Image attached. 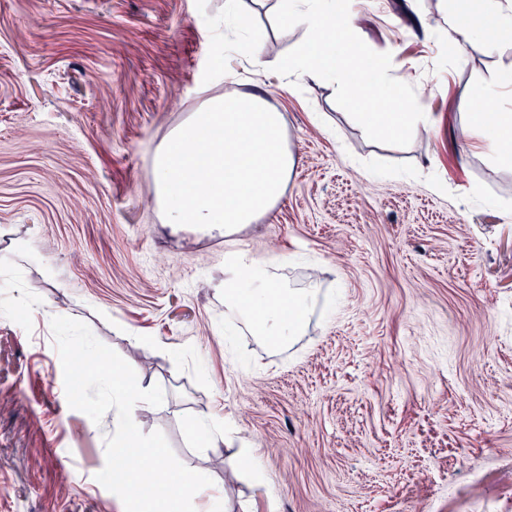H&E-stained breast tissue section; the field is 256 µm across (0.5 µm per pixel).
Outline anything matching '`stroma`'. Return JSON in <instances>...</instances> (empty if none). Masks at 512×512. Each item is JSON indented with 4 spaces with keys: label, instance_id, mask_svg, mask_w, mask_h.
Returning <instances> with one entry per match:
<instances>
[{
    "label": "stroma",
    "instance_id": "stroma-1",
    "mask_svg": "<svg viewBox=\"0 0 512 512\" xmlns=\"http://www.w3.org/2000/svg\"><path fill=\"white\" fill-rule=\"evenodd\" d=\"M242 8L237 27L224 0H0V512H125L96 479L113 416L69 407L55 316L162 387L139 428L211 478L196 512H512V159L473 124L488 100L512 113L491 84L512 46L450 51L446 0H351L428 115L398 147L334 84L272 72L305 34L271 0ZM227 93L281 112L295 160L230 240L152 203L157 150ZM232 245L288 287L318 279L287 345L226 335Z\"/></svg>",
    "mask_w": 512,
    "mask_h": 512
}]
</instances>
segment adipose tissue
<instances>
[{
	"label": "adipose tissue",
	"instance_id": "ef3b65f1",
	"mask_svg": "<svg viewBox=\"0 0 512 512\" xmlns=\"http://www.w3.org/2000/svg\"><path fill=\"white\" fill-rule=\"evenodd\" d=\"M449 41L457 48L482 39L487 50L503 45L512 32V0H476L469 14L448 18ZM224 319L246 322L256 335L275 345L288 344L303 328L318 284L296 290L286 287L267 265L241 250L224 254Z\"/></svg>",
	"mask_w": 512,
	"mask_h": 512
}]
</instances>
